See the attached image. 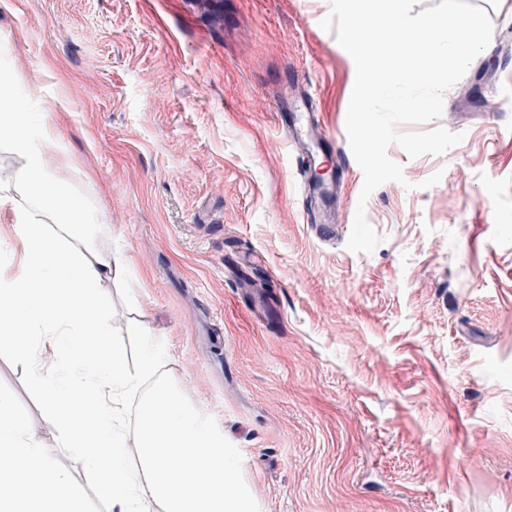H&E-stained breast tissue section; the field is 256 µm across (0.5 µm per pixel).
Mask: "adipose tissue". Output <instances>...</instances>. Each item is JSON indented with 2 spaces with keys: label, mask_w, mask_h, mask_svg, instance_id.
Listing matches in <instances>:
<instances>
[{
  "label": "adipose tissue",
  "mask_w": 512,
  "mask_h": 512,
  "mask_svg": "<svg viewBox=\"0 0 512 512\" xmlns=\"http://www.w3.org/2000/svg\"><path fill=\"white\" fill-rule=\"evenodd\" d=\"M0 71V133L22 159V196L0 188V351L29 370L54 437L91 475L107 512H254L237 483L224 432L162 376L164 352L146 344L137 366L112 329L103 283L126 259L96 240L103 211H89L55 176L51 137L11 96ZM0 512H82L68 470L40 433L0 396Z\"/></svg>",
  "instance_id": "obj_1"
}]
</instances>
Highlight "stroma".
I'll return each instance as SVG.
<instances>
[{
    "instance_id": "obj_1",
    "label": "stroma",
    "mask_w": 512,
    "mask_h": 512,
    "mask_svg": "<svg viewBox=\"0 0 512 512\" xmlns=\"http://www.w3.org/2000/svg\"><path fill=\"white\" fill-rule=\"evenodd\" d=\"M469 2L493 35L444 94L462 141L391 146L407 182L362 206L331 0H0V70L129 261L104 288L114 332L134 359L164 348L257 512H512V0ZM296 110L327 138L326 230L284 136ZM360 206L370 254L346 247ZM0 394L106 512L6 352Z\"/></svg>"
}]
</instances>
